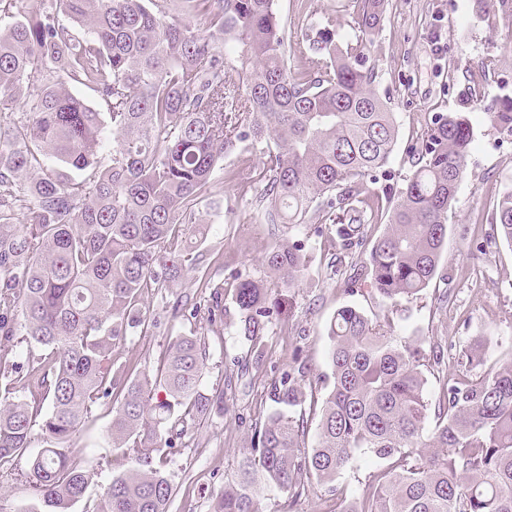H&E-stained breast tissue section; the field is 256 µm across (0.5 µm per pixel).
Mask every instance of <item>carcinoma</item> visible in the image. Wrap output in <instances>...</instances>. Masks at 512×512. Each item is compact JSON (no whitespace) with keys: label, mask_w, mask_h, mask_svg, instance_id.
Listing matches in <instances>:
<instances>
[{"label":"carcinoma","mask_w":512,"mask_h":512,"mask_svg":"<svg viewBox=\"0 0 512 512\" xmlns=\"http://www.w3.org/2000/svg\"><path fill=\"white\" fill-rule=\"evenodd\" d=\"M24 3L0 0V468L38 442L17 481L42 512H70L91 480L72 439L109 398L112 448L131 466L112 476L92 512H169L173 485L154 454L186 435L187 420L224 403L201 389L205 340H169L153 378L114 367L113 353L158 326L141 306L146 293L202 269L186 225L206 239L199 206L245 179L234 169L217 175L224 154L262 153L264 223L292 231L314 218L334 229L339 252L325 278L339 274L341 254L368 245L371 288L409 301L437 274L472 128L459 112L437 115L398 200L382 205L368 193L364 179L385 173L398 136L366 66L386 0H355L352 39L336 41L325 19L307 72L288 67L277 0H42L32 12ZM76 87L97 93L106 111ZM19 100L26 110L16 114ZM489 117L512 130V99ZM385 215L387 230L370 240L367 226ZM497 220L512 247L511 192ZM262 265L258 277L236 273L232 288L235 334L258 359L276 295L308 267L304 240L275 242ZM196 282L210 290L204 331L218 333L224 282L206 273ZM326 332L314 444L305 446L297 414L313 387L297 355L269 384L276 409L211 512H261V491L297 497L311 479L339 497L336 478L360 455L382 468L338 512H512V357L473 378L483 349L467 346L433 404L424 367L444 362L442 344L394 336L348 305ZM16 336L30 345L22 363L8 346Z\"/></svg>","instance_id":"1"}]
</instances>
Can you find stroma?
<instances>
[{
	"instance_id": "35a3bbf8",
	"label": "stroma",
	"mask_w": 512,
	"mask_h": 512,
	"mask_svg": "<svg viewBox=\"0 0 512 512\" xmlns=\"http://www.w3.org/2000/svg\"><path fill=\"white\" fill-rule=\"evenodd\" d=\"M288 65H307L308 43L322 18L332 17L337 39L355 36L353 0H279ZM367 65L377 79L373 88L394 112L398 138L386 176L371 184L380 196H398L413 172L409 156L419 135L438 114L460 112L473 129L465 176L448 214V238L436 277L419 298L390 305L367 281L349 282L365 254L346 256L335 279L321 271L334 248L328 231L310 221L300 229L310 255L298 286L282 291V307L266 338L268 352L255 359L248 342L233 328L205 337L206 392L223 391L224 409L190 427L188 446L173 450L166 470L174 486L169 512H210L214 497L230 477L239 449L249 447L255 427L272 403L267 387L301 351L311 377L327 373L325 328L338 307L351 305L370 318H389L391 332L419 342L442 341L448 357H457L473 342L485 348L483 369L512 357V247L494 232L496 205L512 191V132L488 118L492 106L512 98V0L486 12L471 0H388L383 25L367 50ZM494 60L486 68V60ZM263 190L258 179L225 186L200 215L209 226L198 248L207 254L211 273L231 282L235 272H259L272 240L260 224L256 201ZM205 303L208 295L193 280L144 303L163 325L150 336L128 337L116 349L117 362H131L157 373L171 336L199 330L197 320L176 315L181 300ZM94 423L74 440L78 458L93 479L83 501L72 512H92L113 473L127 468L115 457L108 438L111 405L96 404ZM263 512H334L336 498L328 487L309 485L302 496L289 498L276 489L263 490Z\"/></svg>"
}]
</instances>
